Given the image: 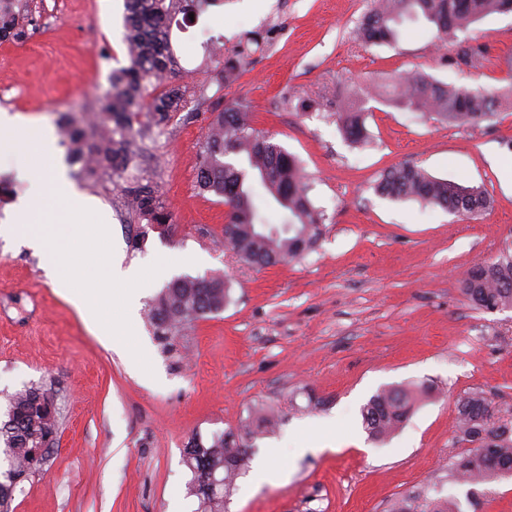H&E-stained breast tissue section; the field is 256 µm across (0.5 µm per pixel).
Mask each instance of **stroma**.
<instances>
[{
    "label": "stroma",
    "mask_w": 512,
    "mask_h": 512,
    "mask_svg": "<svg viewBox=\"0 0 512 512\" xmlns=\"http://www.w3.org/2000/svg\"><path fill=\"white\" fill-rule=\"evenodd\" d=\"M368 0H224L173 32L192 97L162 136L133 119L144 175L158 182L173 213L168 234L132 245L126 176L80 174L59 133L64 113L110 91L127 66L124 0H30L25 36L0 43V109L48 125L77 192L100 200L114 250L125 264L169 267L143 286L153 299L171 280L214 271L232 280L224 310L185 333L188 356L162 353L144 313L132 327L152 373L141 377L90 326L47 275L49 250L0 237V421L24 387L51 391L58 443L42 470L14 492L13 512H197L183 448L195 433L239 429L257 407L278 425L251 440L252 456L277 453L262 473L244 469L224 488V512H391L405 496L453 499L461 512H512V477L470 489L448 471L464 392L478 389L512 420V309H474L460 291L475 263L512 248V106L476 125H450L367 98L370 141L344 139L327 92L364 90L417 71L456 86L512 90V14L471 26L478 67L454 66L453 43L427 24L404 22L396 43L364 47L352 32ZM225 53L250 54L218 82L203 70L201 33ZM204 97H196V90ZM248 106L258 129L301 160L324 213L316 249L258 269L224 243L226 209L196 176L209 122L228 105ZM402 162L433 176L482 187L489 208L467 220L415 200L378 196L379 174ZM22 159L0 157V225L33 181ZM432 384L386 442L364 428L362 407L394 386ZM332 421L328 450L298 455L311 428Z\"/></svg>",
    "instance_id": "35a3bbf8"
}]
</instances>
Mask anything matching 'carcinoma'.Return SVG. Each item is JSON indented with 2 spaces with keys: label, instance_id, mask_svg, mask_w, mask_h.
<instances>
[{
  "label": "carcinoma",
  "instance_id": "carcinoma-1",
  "mask_svg": "<svg viewBox=\"0 0 512 512\" xmlns=\"http://www.w3.org/2000/svg\"><path fill=\"white\" fill-rule=\"evenodd\" d=\"M217 0H125L124 40L129 64L112 72V93L100 99L93 112L81 110L65 116L62 134L71 159L81 172L94 176L107 170H129L124 199L137 223L165 229L173 223L156 182L139 174L129 151L134 137L133 117L151 116L152 126L163 130L168 121L187 107L182 87L174 81L182 71L172 45V27L178 15L199 13ZM512 12V0H372L357 25L355 39L363 45L391 44L406 21H424L441 40L494 14ZM28 16L27 0H0V42L24 36L21 20ZM452 62L475 66L479 50L464 42ZM158 89L148 92V86ZM371 95L394 106L421 112L448 124H476L498 111V95L482 87H456L420 72H409L377 85ZM339 131L353 144L369 140L367 112L348 95L336 100ZM198 187L224 199L227 207L224 241L239 259L265 268L285 263L312 251L322 235L323 213L311 198V185L299 159L274 138L257 130L247 107L234 105L217 113L208 126L197 170ZM376 193L392 200H417L450 213L471 218L485 210L490 200L481 187L464 181L437 178L411 164L384 170L374 185ZM273 202L286 215L282 224H261L258 204ZM232 283L220 273L180 277L165 286L148 304V322L161 350L179 354L180 333L186 325L224 310L231 301ZM462 295L476 308L494 311L512 308V253L475 264L461 280ZM428 392L426 386L383 390L363 406L365 427L374 440H385L408 419ZM52 394L29 387L10 401L7 420L0 424V450L7 469L0 471V512H11L18 479L43 467L32 453L56 445L57 425L45 421ZM457 422L453 440L462 451L453 456L451 474L468 484H485L512 474V423L501 420L500 409L482 392H469L456 401ZM275 425L274 417L257 411L255 424L203 439L188 438L183 463L192 478L189 491L199 500L201 512H224V495L208 493L210 477L233 479L248 455L245 441ZM404 497L392 512H460L456 501Z\"/></svg>",
  "mask_w": 512,
  "mask_h": 512
}]
</instances>
